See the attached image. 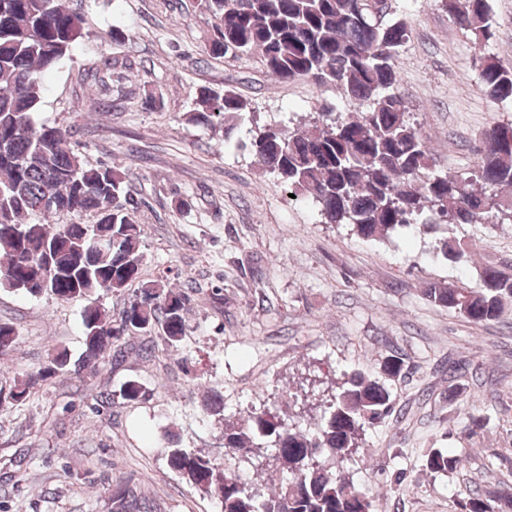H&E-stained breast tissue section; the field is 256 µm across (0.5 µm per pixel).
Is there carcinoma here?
<instances>
[{
    "label": "carcinoma",
    "instance_id": "carcinoma-1",
    "mask_svg": "<svg viewBox=\"0 0 512 512\" xmlns=\"http://www.w3.org/2000/svg\"><path fill=\"white\" fill-rule=\"evenodd\" d=\"M382 0H201L214 19L203 53L240 59L260 54L272 78L333 86L347 100L367 105L360 112L315 113L306 128L261 125L247 98L233 89L196 90L187 120L224 132V144L250 124V148L271 174L297 198L319 208L321 223L350 224L367 240L417 224L438 232L436 254L457 262L468 245L449 236L456 224L512 223V123L485 133L470 171L439 172L406 102L396 92L406 24L390 17ZM448 16L478 43L495 35L488 0H438ZM83 38L81 19L68 0H0V286L58 300L85 298V350L77 361L64 351L37 371L0 386V409L22 405L73 370L93 372L106 359L123 358L126 339L143 336L138 352L178 350L194 287L174 288L143 276L144 227L134 220L139 200L130 175L103 163L93 165L69 146L72 132L36 123L46 90L45 73L71 57ZM481 90L512 101V68L480 59ZM101 86L98 108L112 111V59L91 74ZM67 215V224L41 222ZM130 292L119 317L97 304L101 293ZM427 300L467 322L482 325L508 316L512 273L485 266L475 288L433 284ZM19 333L0 322V354L16 349ZM410 373L405 358L391 354L381 375L344 374L315 427L301 429L256 409L224 425V448L253 455L255 467L271 470L273 490L264 495L201 452L171 448L168 467L192 486L221 501L222 512H374L370 494L348 474L320 458L353 457L366 432L397 413L392 383ZM148 394L139 381L123 383L120 397L133 402ZM422 466L447 475L461 469V456L427 448ZM112 512H153L133 486L112 492ZM455 512H512V483L460 497Z\"/></svg>",
    "mask_w": 512,
    "mask_h": 512
}]
</instances>
